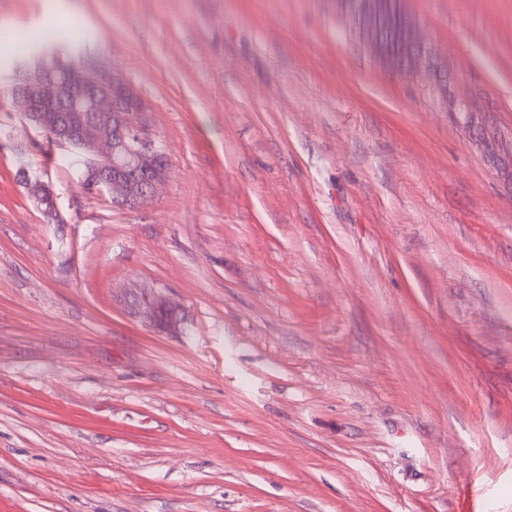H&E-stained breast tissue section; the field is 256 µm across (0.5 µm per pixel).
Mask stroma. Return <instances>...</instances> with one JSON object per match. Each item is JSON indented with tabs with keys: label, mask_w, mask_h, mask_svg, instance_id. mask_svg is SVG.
I'll return each mask as SVG.
<instances>
[{
	"label": "stroma",
	"mask_w": 512,
	"mask_h": 512,
	"mask_svg": "<svg viewBox=\"0 0 512 512\" xmlns=\"http://www.w3.org/2000/svg\"><path fill=\"white\" fill-rule=\"evenodd\" d=\"M404 5L416 67L336 0H0V512H512V0ZM74 43L140 208L11 107Z\"/></svg>",
	"instance_id": "1"
}]
</instances>
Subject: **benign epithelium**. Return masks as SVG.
I'll list each match as a JSON object with an SVG mask.
<instances>
[{"label": "benign epithelium", "mask_w": 512, "mask_h": 512, "mask_svg": "<svg viewBox=\"0 0 512 512\" xmlns=\"http://www.w3.org/2000/svg\"><path fill=\"white\" fill-rule=\"evenodd\" d=\"M382 0H362L350 14L365 27L376 53L391 61L410 55L415 25L404 20V33L395 49L386 50L376 26ZM11 102L15 111L55 143L77 149L82 158L83 183L107 193L112 202L137 208L154 196L166 179L164 145L152 132L149 107L138 90L115 70L101 69L84 59L64 70L42 61L26 69ZM33 184L36 200L62 223L51 189L24 175Z\"/></svg>", "instance_id": "obj_1"}]
</instances>
